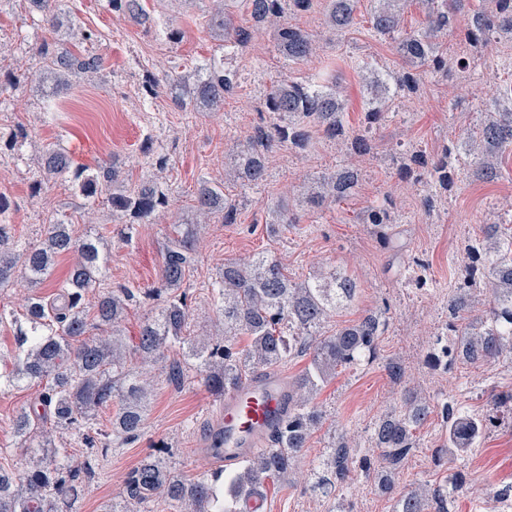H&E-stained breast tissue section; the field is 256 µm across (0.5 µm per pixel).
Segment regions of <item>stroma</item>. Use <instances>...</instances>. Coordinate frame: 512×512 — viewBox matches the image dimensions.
<instances>
[{
	"mask_svg": "<svg viewBox=\"0 0 512 512\" xmlns=\"http://www.w3.org/2000/svg\"><path fill=\"white\" fill-rule=\"evenodd\" d=\"M148 5L161 19L175 20L185 33L182 42L168 43L156 30L113 12L108 0H66L67 19L82 21L97 31L92 49L100 55L103 70L52 94L31 79L44 29L34 25L27 0H0V77L15 85L0 100V197L7 202V218L23 243L39 241L43 225L62 216L72 218L75 235L85 233L87 226L81 221L84 200L69 184L57 183L38 197L31 194L41 151L45 144L57 141L77 165L93 168L115 158L122 165L127 186L153 178L168 194L165 223L137 225L128 238L122 235L121 225L113 223L111 209L98 203L95 228L108 243V277L116 287H158L166 227L190 215L195 185L201 177L223 182L225 194L236 200V223L206 226L196 262L184 283L195 311L192 332L210 329L217 319L211 288L225 259L269 252L298 279L331 267L354 275L362 285L361 293L338 319L348 322L369 310L385 312L380 357L338 376L321 391L317 400L326 412L327 431L314 435L289 478L267 494L268 512H328L330 501L309 487L310 470L323 455L331 429L354 436L358 455H372L369 437L374 424L399 406L403 392L402 384L385 370L384 360L397 359L428 401H454L471 412L487 410L488 384L512 386V359L506 357L478 369L459 363L449 369H431L425 364L427 352L450 318V289L464 272L468 236L479 225L492 223L496 213L512 203V164L505 166L495 182L470 176L464 184H453L448 192L435 196L428 210L422 205L424 188L398 184L392 161L393 156L415 147L433 153L455 143L477 113L494 109L502 81L495 72L485 70L483 62L497 46L492 43L476 53L471 80L450 81L424 74L416 91L392 102L387 119L376 131L374 155L360 163L363 177L357 193L333 209L304 212L300 224L274 237L268 235L263 222L265 205L277 197L292 196L334 167L341 157L339 150L323 139L301 154L279 150L265 187L257 191L225 179L229 150L259 123L266 91L273 83L284 78L307 80L331 60L338 70V90L348 123L353 127L362 124L367 90L362 73L352 68V60L369 59L385 74L397 75L406 69L391 44L372 29L373 0H357L351 29L331 41L323 37L321 11L290 16L291 24L319 40L317 55L305 62L285 61L270 35L256 36L238 61L234 94L223 107L210 112L179 108L163 90L152 99L141 94L146 75L157 74L161 66L189 68L217 53L216 42L205 26L210 0H148ZM20 125L27 128L29 138L11 143L10 134ZM387 193L394 196L397 208L413 216L400 236L406 255L428 265L440 289L415 287L398 270L389 268V251L369 226L361 223L362 212L381 202ZM155 383L143 434L113 452L95 476L80 512H103L122 491L126 473L162 446L186 475L216 469L215 459L204 455L202 448L207 427L219 420V400L197 382L176 388L159 374ZM36 396L35 387L25 385L0 391V462L19 463L12 417ZM442 425L441 413L432 414L425 427L426 438L399 474L397 490L444 476V469L434 463V446ZM464 473L468 489L450 505V512H474L471 486H479L489 495L512 482V434L492 432L468 455ZM391 504L389 496L376 490L372 476L359 471L341 499L340 509L390 512Z\"/></svg>",
	"mask_w": 512,
	"mask_h": 512,
	"instance_id": "35a3bbf8",
	"label": "stroma"
}]
</instances>
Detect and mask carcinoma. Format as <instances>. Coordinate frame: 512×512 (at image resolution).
<instances>
[{
  "instance_id": "obj_1",
  "label": "carcinoma",
  "mask_w": 512,
  "mask_h": 512,
  "mask_svg": "<svg viewBox=\"0 0 512 512\" xmlns=\"http://www.w3.org/2000/svg\"><path fill=\"white\" fill-rule=\"evenodd\" d=\"M40 26L52 34L37 48L39 67L33 76L54 89L70 88L78 76L91 77L102 69L101 57L86 48L95 41L93 30L73 21L63 22V0H28ZM112 10L133 16L142 25L154 17L145 0H109ZM247 18L234 20L224 0H214L209 28L223 38L224 48L243 52L256 29L270 30L274 48L286 60L300 61L316 50L312 35L290 24L286 12H307L314 0H244ZM355 0H328L324 24L332 34L346 31L354 20ZM467 0H375L371 16L374 32L393 40L400 57L416 69L452 77L470 67L463 58H452L440 49L441 35L457 30L473 48L493 42L512 43V0H489L465 9ZM418 6L426 15L423 31H404V14ZM66 31H61V28ZM81 54L58 48L59 33ZM355 68L368 74L376 94L368 100L364 129L347 124L343 101L336 92L335 74H318L302 83L283 79L265 99L269 121L257 126L244 140L233 144L224 178L247 189L262 188L268 176L267 155L276 147L296 153L311 147L316 135L333 140L343 158L335 167L314 178L296 204L283 198L267 204L264 224L276 236L290 224L300 223L298 212L328 208L354 195L361 181L357 160L373 153L375 127L387 115L389 102L416 89L418 78L409 73L389 85L370 63L356 61ZM171 98L194 110H215L224 105L237 85L236 70L220 59H205L189 71H166L142 85V94L153 98L160 85ZM512 147V92L505 91L495 110L480 113L472 128H464L456 151L443 148L431 155L420 150L405 153L397 168L399 180L425 184L435 192L448 190L461 164L469 166L483 182L498 179ZM64 181L85 199L92 210L99 198L120 220L154 224L168 205V195L153 180L126 187L116 163L94 169L74 165L54 144L43 147L33 183L37 195L51 184ZM394 205L370 206L362 223L387 246L393 244V225L406 223L395 217ZM0 197V291L22 279L32 290L22 317L0 311V326L13 329L12 367L0 373V391L26 382L39 388L37 403L20 408L13 418V433L25 457L23 469L10 473L0 466V512H77L78 504L95 476L93 466L57 444V435L70 432L85 447L106 460L112 449L128 445L144 430L148 397L153 391L148 369L157 365L168 379L183 385L195 372L206 392L223 398L224 392L253 376L257 370H273L292 355L307 358L304 369L288 381V416L271 438V447L253 456L235 472L203 471L192 478L170 467L161 455H149L132 468L121 492L123 506L107 512H154L159 500L168 512H240V504L263 495L289 476L313 434L323 428L324 414L317 394L342 372L375 360L386 320L367 312L346 324L331 319L357 297L359 285L346 272H326L296 280L271 253H258L224 261L212 288V303L219 322L216 332L188 336L192 307L184 281L191 267L204 225L218 219L237 221L238 207L224 196V184L202 178L193 206V217L170 225L159 270L161 287L152 289L159 304L139 324L137 336L127 344L123 323L141 303L136 288H110L108 255L103 237L89 228L74 234L73 225L52 220L37 244H20L14 225L3 215ZM508 220L486 225L471 237L466 254L479 255L483 288L466 279L456 283L451 310L453 321L446 332L453 336L445 353L430 352L426 364L438 367L452 360L479 367L512 354V233L499 231ZM73 257L66 278L53 283L58 258ZM51 288L47 294L43 289ZM96 293L89 305L86 297ZM485 294V307L474 311L475 298ZM179 359L170 360V354ZM492 408L482 415L469 414L444 404L446 427L440 447L458 457L493 429L512 432V389L494 385L488 394ZM112 410L111 429L94 427L98 412ZM434 406L408 391L399 407L380 418L370 436L383 466L375 481L383 494L393 490L397 470L420 440L421 429ZM353 445L340 436L328 443L323 458L311 469L314 490L334 488L344 493L355 472ZM461 470L449 471L437 484H417L392 498L391 512H448V499L462 491Z\"/></svg>"
}]
</instances>
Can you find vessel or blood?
I'll list each match as a JSON object with an SVG mask.
<instances>
[{"mask_svg": "<svg viewBox=\"0 0 512 512\" xmlns=\"http://www.w3.org/2000/svg\"><path fill=\"white\" fill-rule=\"evenodd\" d=\"M287 413L280 379L262 376L225 393L216 437L207 442L214 458L233 465L264 448Z\"/></svg>", "mask_w": 512, "mask_h": 512, "instance_id": "vessel-or-blood-1", "label": "vessel or blood"}]
</instances>
